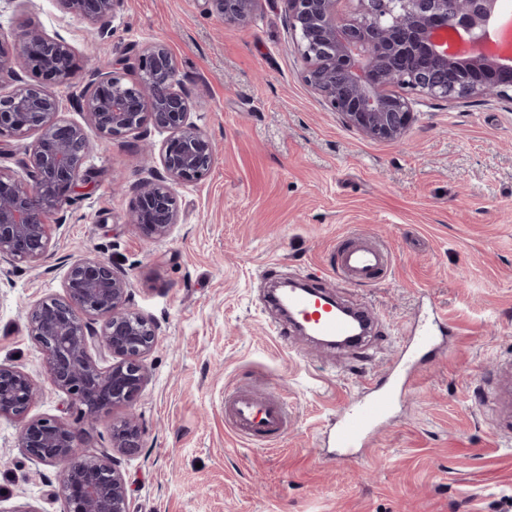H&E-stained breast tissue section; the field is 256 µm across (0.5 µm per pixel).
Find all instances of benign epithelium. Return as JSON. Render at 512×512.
<instances>
[{"instance_id": "1", "label": "benign epithelium", "mask_w": 512, "mask_h": 512, "mask_svg": "<svg viewBox=\"0 0 512 512\" xmlns=\"http://www.w3.org/2000/svg\"><path fill=\"white\" fill-rule=\"evenodd\" d=\"M64 8L111 36V19L123 0H60ZM208 13L244 24L255 0H204ZM288 36L302 58L304 83L344 123L372 140L397 141L413 118L407 93L455 101L491 97L512 101V47L489 54L483 42L498 0H356L354 13L341 0H285ZM473 46L455 51L453 36ZM20 67L47 72L56 84H79L72 46L61 36L30 29L13 47ZM139 82L129 86L114 64L90 72L77 99L84 123L61 117L63 99L37 84L0 94V137L37 134L18 161L21 179L0 169V257L37 262L51 249V224L79 186L94 179L84 167L89 142L84 125L104 138L139 133L146 125L167 132L159 158L134 185L130 223L148 239L165 237L178 222L174 189L197 183L211 172L215 148L192 119L191 92L176 56L163 43L136 55ZM65 295L36 303L29 336L42 351L53 389L65 393L88 416L119 403H132L147 382L145 358L154 349L156 324L128 307L130 283L113 265L96 257L66 259ZM100 327H95L96 322ZM115 362L102 368L94 348ZM42 388L26 373L0 364V417L24 419ZM142 433L132 419L112 427V450L131 453ZM79 431L58 419L26 420L20 445L41 463L61 467L68 512H129L123 475L79 445Z\"/></svg>"}]
</instances>
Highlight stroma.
I'll return each instance as SVG.
<instances>
[{"mask_svg": "<svg viewBox=\"0 0 512 512\" xmlns=\"http://www.w3.org/2000/svg\"><path fill=\"white\" fill-rule=\"evenodd\" d=\"M285 0H257L248 24L208 14L204 0H124L112 37L58 0H0V44L17 24L61 35L78 73L161 42L176 55L192 118L216 154L207 178L177 187L179 221L146 240L129 214L164 140L149 130L106 139L87 128L96 171L54 229L52 254L0 259V363L43 385L29 418L74 420L47 387L28 333L32 306L64 293L60 257L96 256L130 281L129 309L155 322L158 342L138 399L79 425L81 444L112 457L130 512H512V446L474 401L512 359V102L415 98L398 142L363 137L303 82ZM371 233L391 250L381 283L356 287L327 272L337 238ZM312 283L374 312L363 346L299 335L268 303L269 283ZM437 307L456 330L417 386L353 462L320 458L323 436L361 382L383 373L418 315ZM241 386L287 401L288 431L271 446L224 425V391ZM135 418V453L112 451V427ZM21 424L0 418V512H65L58 467L31 460Z\"/></svg>", "mask_w": 512, "mask_h": 512, "instance_id": "obj_1", "label": "stroma"}]
</instances>
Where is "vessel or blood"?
I'll use <instances>...</instances> for the list:
<instances>
[{
  "mask_svg": "<svg viewBox=\"0 0 512 512\" xmlns=\"http://www.w3.org/2000/svg\"><path fill=\"white\" fill-rule=\"evenodd\" d=\"M328 270L352 285L370 286L388 276L391 252L372 235L343 236L330 251ZM288 307L297 320L310 321L317 335L342 338L349 334L347 322L321 308L312 296L290 295ZM449 331L446 315L430 310L417 319L412 336L389 371L367 378L359 394L340 406L327 436L328 446L336 450V460H354L357 449L370 445L378 426L391 417L397 400L416 385L424 357L445 348ZM224 423L247 441L275 440L288 429V410L278 401L233 389L224 395Z\"/></svg>",
  "mask_w": 512,
  "mask_h": 512,
  "instance_id": "1",
  "label": "vessel or blood"
}]
</instances>
